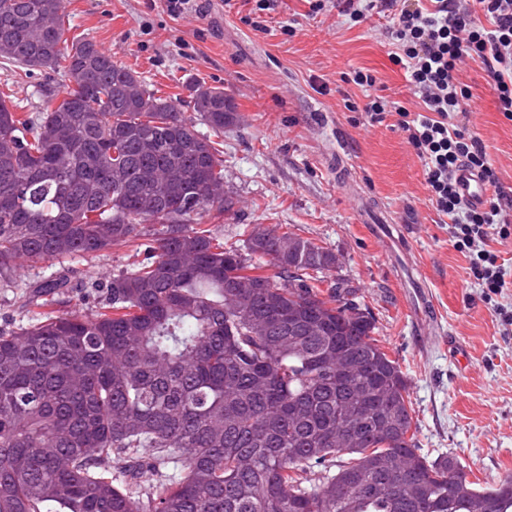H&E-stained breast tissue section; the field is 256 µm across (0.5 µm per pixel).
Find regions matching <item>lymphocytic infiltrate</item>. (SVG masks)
<instances>
[{"label":"lymphocytic infiltrate","instance_id":"1","mask_svg":"<svg viewBox=\"0 0 512 512\" xmlns=\"http://www.w3.org/2000/svg\"><path fill=\"white\" fill-rule=\"evenodd\" d=\"M353 20L369 13L387 17L392 64L404 71L421 111L372 98L363 110L369 123L397 114V124L424 168L435 209L447 216L450 241L469 262V274L485 301L512 289V262L492 246L512 238V214L500 197L474 206L457 182L461 167L476 171L485 186L498 184L482 143L466 134L471 92L458 73L467 62L483 65L491 78L497 108L512 120V0H337Z\"/></svg>","mask_w":512,"mask_h":512}]
</instances>
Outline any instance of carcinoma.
<instances>
[{
    "mask_svg": "<svg viewBox=\"0 0 512 512\" xmlns=\"http://www.w3.org/2000/svg\"><path fill=\"white\" fill-rule=\"evenodd\" d=\"M62 8L0 0V57L69 77L36 117L0 97V278L161 229L105 310L0 331V512H512L511 476L477 487L419 453L373 317L309 284L333 252L194 226L232 208L197 129L237 120L224 89L194 87L188 116L95 42L66 44Z\"/></svg>",
    "mask_w": 512,
    "mask_h": 512,
    "instance_id": "1",
    "label": "carcinoma"
}]
</instances>
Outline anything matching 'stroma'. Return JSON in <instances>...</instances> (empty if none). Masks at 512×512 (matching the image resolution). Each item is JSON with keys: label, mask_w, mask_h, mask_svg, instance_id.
I'll return each instance as SVG.
<instances>
[{"label": "stroma", "mask_w": 512, "mask_h": 512, "mask_svg": "<svg viewBox=\"0 0 512 512\" xmlns=\"http://www.w3.org/2000/svg\"><path fill=\"white\" fill-rule=\"evenodd\" d=\"M198 12L171 15L163 0H63L67 40H93L135 71L151 92L188 102L200 83L224 88L239 120L224 130V188L230 212L201 217L225 243L261 227L292 232L335 253L333 280L376 321L375 336L408 379L421 454L458 457L467 478L483 487L512 476V325L486 304L468 260L449 241L448 219L430 202L422 163L396 117L368 124L367 97L410 111L418 103L388 56L385 19L339 15L335 0L309 13L305 0H281L282 28L254 29L224 0H196ZM370 71L373 87L357 86ZM472 93L467 130L477 136L512 198V121L496 108L481 64L459 73ZM65 77L0 63V97L12 111L55 105ZM344 161H337V152ZM405 225L425 289L401 284L389 244L374 234V217ZM143 249L115 245L93 257L18 261L0 285V330L66 312L93 316L113 276L135 268ZM68 279L67 304L30 300L33 285ZM431 299L432 317L419 307Z\"/></svg>", "instance_id": "obj_1"}]
</instances>
